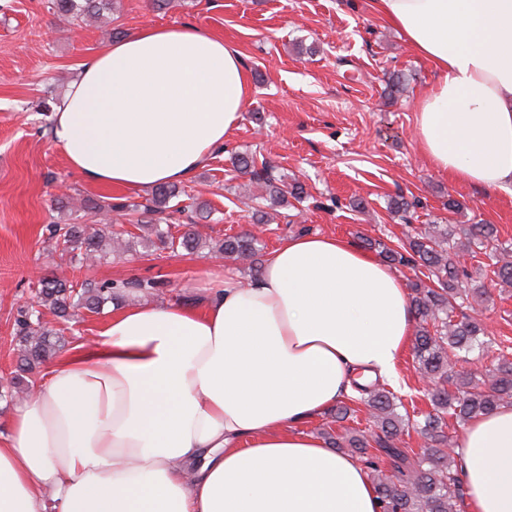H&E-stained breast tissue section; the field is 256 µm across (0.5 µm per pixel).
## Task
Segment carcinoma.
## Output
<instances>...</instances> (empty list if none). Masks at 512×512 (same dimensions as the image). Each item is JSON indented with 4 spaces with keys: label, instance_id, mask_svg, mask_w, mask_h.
Returning <instances> with one entry per match:
<instances>
[{
    "label": "carcinoma",
    "instance_id": "carcinoma-1",
    "mask_svg": "<svg viewBox=\"0 0 512 512\" xmlns=\"http://www.w3.org/2000/svg\"><path fill=\"white\" fill-rule=\"evenodd\" d=\"M113 0H49L53 14L69 23L97 18L112 9ZM237 169L253 176L273 203L300 202L307 195L300 183L288 184L277 177L272 168L257 164L254 156H240ZM185 191L169 185L152 189L145 201L136 204L83 200V210L97 215L103 211H138L158 216V221L171 219L170 202ZM156 238L164 249L173 252L198 250L207 238L195 229L179 236L159 231ZM47 240L71 255L77 265L97 263L104 259L106 236L90 224H52ZM259 240L250 233L228 236L211 247L210 253L236 260L256 261ZM480 246L495 258L492 273L500 283L512 286V244L499 241L493 224H429L414 228L406 243L391 248L381 242L369 246L381 248L383 259L392 265L412 266L422 277L411 284V304L418 318L413 342L414 368L431 384L426 396L430 410L421 418L401 414L402 399L380 384L358 387L359 401L368 411V430L353 429L328 436L330 444L355 458L367 470L380 502V512H456L463 492L452 441L446 429L448 419L465 424L474 417L488 414L503 404H512V360L495 359L492 367L478 377L461 371L475 347L484 345L488 335L482 319L462 316L455 319L457 307L488 301L485 285L476 284L461 258L473 256L471 245ZM160 283H129L106 280L78 282L54 275L40 282L39 306L55 314L63 322L70 321L76 311L84 309L100 313L108 302L120 301L128 288L157 290ZM18 360L13 388H19L26 376L52 358L64 347L60 330L42 321L36 308L23 309L16 319ZM415 431L424 438L426 447L416 453L404 446L403 435Z\"/></svg>",
    "mask_w": 512,
    "mask_h": 512
}]
</instances>
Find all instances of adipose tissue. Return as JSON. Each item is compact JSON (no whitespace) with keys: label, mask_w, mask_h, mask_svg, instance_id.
I'll return each mask as SVG.
<instances>
[{"label":"adipose tissue","mask_w":512,"mask_h":512,"mask_svg":"<svg viewBox=\"0 0 512 512\" xmlns=\"http://www.w3.org/2000/svg\"><path fill=\"white\" fill-rule=\"evenodd\" d=\"M428 60L415 105L430 166L512 187V0H370ZM240 52L193 25H146L83 61L55 109L69 167L141 191L181 182L237 127ZM202 307L113 308L57 356L0 437V512H379L362 464L304 423L354 385L396 377L415 313L392 267L298 235L242 283L208 273ZM455 455L467 512H512V405L471 420Z\"/></svg>","instance_id":"ef3b65f1"}]
</instances>
